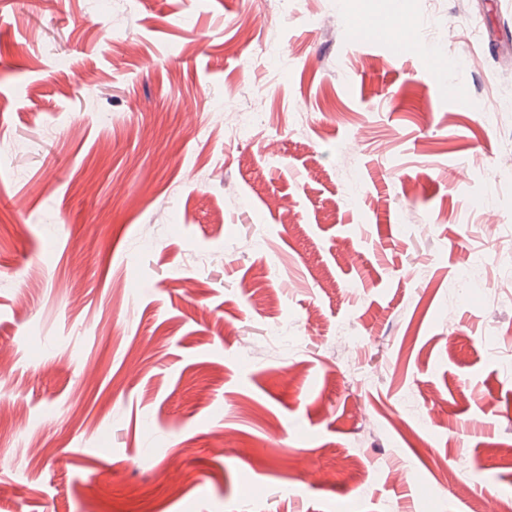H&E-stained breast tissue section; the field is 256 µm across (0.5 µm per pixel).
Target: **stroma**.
Wrapping results in <instances>:
<instances>
[{
  "label": "stroma",
  "mask_w": 512,
  "mask_h": 512,
  "mask_svg": "<svg viewBox=\"0 0 512 512\" xmlns=\"http://www.w3.org/2000/svg\"><path fill=\"white\" fill-rule=\"evenodd\" d=\"M511 350L512 0H0V512H471Z\"/></svg>",
  "instance_id": "35a3bbf8"
}]
</instances>
